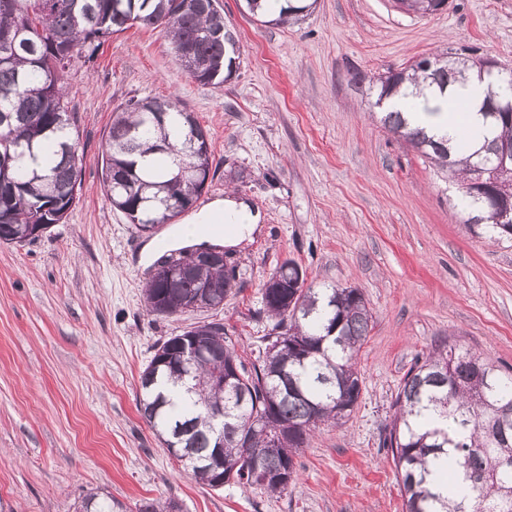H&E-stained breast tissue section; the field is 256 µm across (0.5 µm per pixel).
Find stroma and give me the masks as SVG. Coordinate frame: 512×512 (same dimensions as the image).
<instances>
[{
	"label": "stroma",
	"mask_w": 512,
	"mask_h": 512,
	"mask_svg": "<svg viewBox=\"0 0 512 512\" xmlns=\"http://www.w3.org/2000/svg\"><path fill=\"white\" fill-rule=\"evenodd\" d=\"M219 3L240 47L223 84L192 80L167 37L138 25L67 74L81 199L38 238L0 243V512H76L96 488L128 512L170 498L182 512H404L382 437L410 366L451 342L512 374V238L466 224L456 185L388 133L369 95L451 49L512 69V0H448L424 17L393 0H317L290 26ZM133 97L174 99L207 130L218 171L196 210L231 190L260 215L226 251L241 289L223 309H145L153 263L141 251L173 227L137 231L100 187L112 114ZM287 258L315 287L363 292L361 398L343 425L314 433L288 491L199 484L141 418L140 375L158 344L203 321L254 361L273 325L262 287Z\"/></svg>",
	"instance_id": "1"
}]
</instances>
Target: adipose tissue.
Returning a JSON list of instances; mask_svg holds the SVG:
<instances>
[{
    "label": "adipose tissue",
    "instance_id": "1",
    "mask_svg": "<svg viewBox=\"0 0 512 512\" xmlns=\"http://www.w3.org/2000/svg\"><path fill=\"white\" fill-rule=\"evenodd\" d=\"M487 90L486 81L470 75L466 82L456 84L447 94L426 90L415 102H407L396 94L385 103L386 109L403 110L410 126L424 129L428 134L457 143L461 138H482L484 126L478 113ZM230 224L231 230L223 239L225 246H238L257 229L259 218L243 203L232 198L216 201L210 208L199 212L192 225L182 228L184 237L196 243H212L213 238L203 230L204 225L215 222Z\"/></svg>",
    "mask_w": 512,
    "mask_h": 512
}]
</instances>
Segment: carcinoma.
Instances as JSON below:
<instances>
[{
  "label": "carcinoma",
  "instance_id": "1",
  "mask_svg": "<svg viewBox=\"0 0 512 512\" xmlns=\"http://www.w3.org/2000/svg\"><path fill=\"white\" fill-rule=\"evenodd\" d=\"M433 0H397L399 8L420 16L434 13ZM139 25L159 28L175 59L201 85L224 83L236 58L224 64L236 43L224 26L220 6L211 0H0V242L29 239L33 224H61L80 201L83 169L70 112L65 75L77 60L91 64L112 35ZM483 63L463 53L450 59L435 54L409 69L378 79L377 99L388 98L410 82L440 90L464 82ZM507 83L488 84L480 111L487 136L471 149L409 126L402 113L384 112L383 126L448 173L458 185L468 222L499 237H512V222L500 221L512 207V163L491 183L480 171L496 168V150L512 148V107L490 112L491 103L512 104ZM179 158L169 178L162 164L147 171L137 164L146 154ZM42 159L40 174L25 159ZM213 161L207 131L192 113L170 100L131 98L115 113L101 156V186L112 206L141 232L168 224L192 208L210 178ZM169 269L144 288L146 310L173 315L185 310L200 291L206 310H217L239 289L236 268L187 262L183 250L157 259ZM293 259L278 265L263 287L262 300L275 321L257 363L247 368L224 340V325L207 322L186 328L157 347L140 376L138 410L167 451L184 461L197 481L220 482L213 463L235 470L234 481L280 494L295 483V457L322 425L345 423L362 393L357 356L372 314L357 288H315L299 278ZM196 341L203 355L180 354ZM396 412L383 445L400 479L405 512H512V466L503 464L512 449V377L500 375L481 355L453 345L435 347L405 373L393 402ZM445 420L442 427L418 422L425 411ZM223 414L224 447L211 432L212 417ZM448 460L446 495L434 490L430 465ZM123 503L92 492L79 512H121ZM137 512H180L177 501L145 500Z\"/></svg>",
  "mask_w": 512,
  "mask_h": 512
}]
</instances>
